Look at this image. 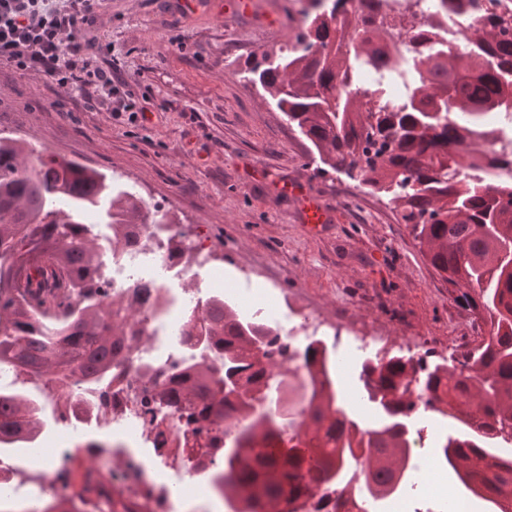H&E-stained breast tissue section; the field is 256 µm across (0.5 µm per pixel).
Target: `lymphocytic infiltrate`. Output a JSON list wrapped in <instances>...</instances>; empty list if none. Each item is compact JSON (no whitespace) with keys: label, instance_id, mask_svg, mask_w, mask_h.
I'll return each instance as SVG.
<instances>
[{"label":"lymphocytic infiltrate","instance_id":"f902f5d3","mask_svg":"<svg viewBox=\"0 0 512 512\" xmlns=\"http://www.w3.org/2000/svg\"><path fill=\"white\" fill-rule=\"evenodd\" d=\"M104 0H0V62L137 119L111 44L93 38Z\"/></svg>","mask_w":512,"mask_h":512}]
</instances>
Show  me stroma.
Returning a JSON list of instances; mask_svg holds the SVG:
<instances>
[{"label":"stroma","instance_id":"stroma-1","mask_svg":"<svg viewBox=\"0 0 512 512\" xmlns=\"http://www.w3.org/2000/svg\"><path fill=\"white\" fill-rule=\"evenodd\" d=\"M105 0L95 34L110 40L147 122L88 108L76 95L0 64V136L115 178L189 236L203 235L209 266L199 287L268 299L266 312L317 311L349 334L386 328L389 354L407 346L460 356L483 325L454 300L385 198L323 169L310 144L244 79L301 29L296 0ZM318 198L330 220L304 221ZM260 270L242 283L240 268Z\"/></svg>","mask_w":512,"mask_h":512}]
</instances>
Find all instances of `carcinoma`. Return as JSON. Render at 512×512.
I'll return each instance as SVG.
<instances>
[{
  "label": "carcinoma",
  "mask_w": 512,
  "mask_h": 512,
  "mask_svg": "<svg viewBox=\"0 0 512 512\" xmlns=\"http://www.w3.org/2000/svg\"><path fill=\"white\" fill-rule=\"evenodd\" d=\"M309 0V19L294 43L265 53L244 75L311 144L322 164L395 206L434 272L456 302L488 327L487 337L459 359L413 363L369 358L359 396L378 418L349 409L334 376L333 352L320 341L303 350L312 398L295 444L274 451L284 422L257 403L288 361L276 328L242 314L222 295L184 312L178 333L191 341L170 381L146 400L150 421L186 416L196 436L218 420L235 428L217 455L210 490L235 512H299L317 493L336 509L386 498L406 477L418 411L452 419L441 434L439 460L495 512H512V457L495 445L512 441V182L481 174L493 130L488 116L512 109V16L490 14L452 47L438 17L414 0L385 16L384 33L401 46L386 51L346 0ZM25 142L0 137V455L32 448L46 428L40 398L56 383L83 388L112 381L114 358L140 311L112 298L103 244L88 224L108 225L112 251L135 224H166L134 193L103 173L53 153L28 165ZM109 199L105 211L102 199ZM186 233L169 237L167 256L191 253ZM0 512H136L118 489L75 481L71 493L30 505L0 500Z\"/></svg>",
  "instance_id": "1"
}]
</instances>
